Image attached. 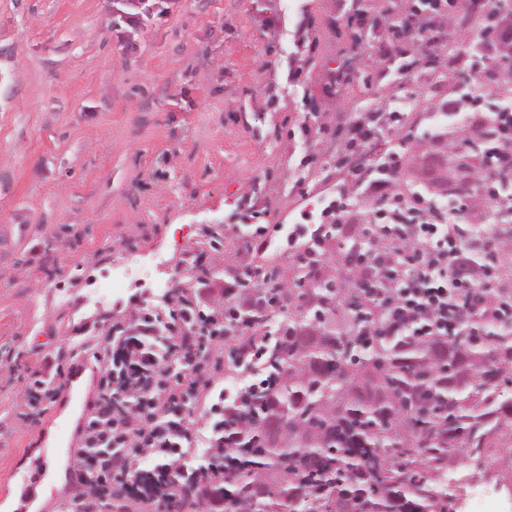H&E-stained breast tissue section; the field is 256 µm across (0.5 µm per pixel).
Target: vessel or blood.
Here are the masks:
<instances>
[{
  "label": "vessel or blood",
  "mask_w": 512,
  "mask_h": 512,
  "mask_svg": "<svg viewBox=\"0 0 512 512\" xmlns=\"http://www.w3.org/2000/svg\"><path fill=\"white\" fill-rule=\"evenodd\" d=\"M97 377V366L87 358H77L68 365L61 380L58 398L60 401L71 404L73 416L65 423L66 443L56 447V454L73 455L77 447L82 444L87 419L97 399ZM44 463V458L39 457L34 459L28 467L18 487L19 506L16 512H58L62 503L69 499L76 482V475L72 465L68 464L64 467L63 486L54 500L45 505L38 504L36 488L45 474Z\"/></svg>",
  "instance_id": "b4317fda"
}]
</instances>
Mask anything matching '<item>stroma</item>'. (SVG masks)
I'll return each mask as SVG.
<instances>
[{"label": "stroma", "instance_id": "1", "mask_svg": "<svg viewBox=\"0 0 512 512\" xmlns=\"http://www.w3.org/2000/svg\"><path fill=\"white\" fill-rule=\"evenodd\" d=\"M126 5L0 0V505L52 424L24 417L36 375L225 264L266 260L292 287L299 229L339 197L376 207L336 174L339 126L411 100L401 181L429 190L421 174L456 135L432 115L488 65L457 8L435 22L466 51L442 83L426 44L401 43L417 62L401 74L354 41L389 0H170L132 29ZM135 255L144 285L96 306L92 289ZM448 468L479 473L484 512H512V425L491 456Z\"/></svg>", "mask_w": 512, "mask_h": 512}]
</instances>
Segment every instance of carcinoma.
<instances>
[{
  "label": "carcinoma",
  "instance_id": "cac0c4a2",
  "mask_svg": "<svg viewBox=\"0 0 512 512\" xmlns=\"http://www.w3.org/2000/svg\"><path fill=\"white\" fill-rule=\"evenodd\" d=\"M359 228L340 252L358 251ZM322 242L281 297L288 322L252 353L263 388L224 410V447L186 484L204 512H445L456 450L482 457L512 417V329L473 322L455 336H361L381 310L336 287Z\"/></svg>",
  "mask_w": 512,
  "mask_h": 512
}]
</instances>
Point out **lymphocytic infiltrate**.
I'll use <instances>...</instances> for the list:
<instances>
[{
  "mask_svg": "<svg viewBox=\"0 0 512 512\" xmlns=\"http://www.w3.org/2000/svg\"><path fill=\"white\" fill-rule=\"evenodd\" d=\"M471 3L470 16L481 24L478 47L504 56L512 49V10L499 0ZM480 137V156L457 175L461 190L448 203L433 193L394 190L397 159L387 180L364 187L379 207L359 227L358 253L337 263L336 281L368 293L388 330L420 339L454 335L472 316L512 324V279L501 272L512 252V110L484 113ZM274 304L273 289L201 277L168 315L141 308L117 326L118 340L93 355L99 396L78 453L79 490L62 512H119L128 499L178 506L182 458L192 445L184 398L209 397L212 419L224 408L206 366L221 359L224 312L248 311L239 330L255 337ZM146 456L155 458L154 467L142 468Z\"/></svg>",
  "mask_w": 512,
  "mask_h": 512,
  "instance_id": "lymphocytic-infiltrate-1",
  "label": "lymphocytic infiltrate"
}]
</instances>
